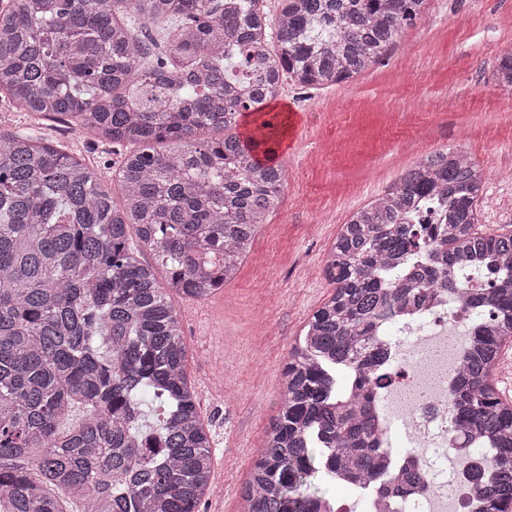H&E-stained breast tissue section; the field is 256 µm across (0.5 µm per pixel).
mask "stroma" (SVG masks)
Instances as JSON below:
<instances>
[{"mask_svg": "<svg viewBox=\"0 0 512 512\" xmlns=\"http://www.w3.org/2000/svg\"><path fill=\"white\" fill-rule=\"evenodd\" d=\"M509 39L512 0H428L382 63L338 87L291 83L280 91L301 129L280 156L288 179L277 211L234 281L203 303L172 299L210 424L224 512H239L253 451L282 406L290 345L331 291L323 264L340 224L434 149L466 150L489 168L512 165V92L491 79L497 48ZM18 128L99 169L115 190L118 155L1 101L0 130ZM411 135L417 143L401 148ZM318 207L331 210L332 223H316ZM480 223L486 232L512 226V184H487Z\"/></svg>", "mask_w": 512, "mask_h": 512, "instance_id": "35a3bbf8", "label": "stroma"}]
</instances>
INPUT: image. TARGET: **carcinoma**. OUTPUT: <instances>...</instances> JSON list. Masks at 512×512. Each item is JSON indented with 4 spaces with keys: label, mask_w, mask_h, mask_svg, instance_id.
I'll return each instance as SVG.
<instances>
[{
    "label": "carcinoma",
    "mask_w": 512,
    "mask_h": 512,
    "mask_svg": "<svg viewBox=\"0 0 512 512\" xmlns=\"http://www.w3.org/2000/svg\"><path fill=\"white\" fill-rule=\"evenodd\" d=\"M263 2L0 0V99L125 149L116 198L83 161L0 131V512H198L214 492L171 295L200 303L232 282L281 201L274 124L243 138L239 117L263 112L285 76L326 88L378 64L426 0H282L276 16ZM170 19L164 50L141 33ZM492 74L512 91V53ZM484 190L481 166L443 147L340 226L332 291L288 352L242 512H320L309 479L358 488L383 469L368 398L341 380L387 384L374 325L482 258L496 268L464 302L492 319L460 367L448 430L492 445L483 512H512V404L490 385L512 337V233L476 231ZM430 197L446 223L402 222ZM425 253L386 287L380 270Z\"/></svg>",
    "instance_id": "1"
}]
</instances>
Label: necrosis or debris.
<instances>
[{"label":"necrosis or debris","mask_w":512,"mask_h":512,"mask_svg":"<svg viewBox=\"0 0 512 512\" xmlns=\"http://www.w3.org/2000/svg\"><path fill=\"white\" fill-rule=\"evenodd\" d=\"M489 320L488 310L464 307L457 291L446 290L382 321L377 340L395 379L372 392L374 445L398 472L421 479L410 487L379 480L344 512H480L481 488L469 472L487 463L490 450L467 435L449 438L448 422L461 357Z\"/></svg>","instance_id":"necrosis-or-debris-1"}]
</instances>
